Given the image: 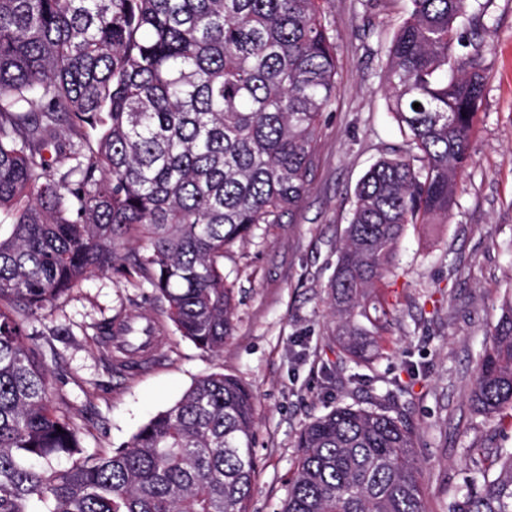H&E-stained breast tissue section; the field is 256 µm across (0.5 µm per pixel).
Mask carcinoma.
<instances>
[{"mask_svg": "<svg viewBox=\"0 0 512 512\" xmlns=\"http://www.w3.org/2000/svg\"><path fill=\"white\" fill-rule=\"evenodd\" d=\"M322 0H0V512H248L255 397L196 379L123 446L86 455L52 405L29 324L96 272L131 268L198 348L235 311L224 251L293 221L318 163L338 59ZM467 0H410L383 47L407 149L357 184L330 290L340 359L369 362L380 288L409 224L448 216L485 98ZM420 103L414 109V103ZM68 128L63 139L58 129ZM144 243L123 256L117 246ZM472 407L512 410V297ZM280 512H425L406 415L341 405L300 431ZM65 457L70 465L60 466ZM453 512H512V450Z\"/></svg>", "mask_w": 512, "mask_h": 512, "instance_id": "obj_1", "label": "carcinoma"}]
</instances>
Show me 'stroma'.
<instances>
[{"label": "stroma", "instance_id": "1", "mask_svg": "<svg viewBox=\"0 0 512 512\" xmlns=\"http://www.w3.org/2000/svg\"><path fill=\"white\" fill-rule=\"evenodd\" d=\"M407 6L324 0L340 74L322 118L318 166L292 223L226 251L236 309L223 354L180 336L151 288L120 272L87 277L33 322L53 405L73 415L86 452L128 441L212 372L236 377L256 398L249 512H279L299 432L339 405L382 402L407 415L426 512H448L464 496L467 477L512 448V418L477 413L469 402L478 359L512 297V0H489L484 26L466 33L484 45L487 91L448 220L408 225L401 238L384 289L381 356L361 366L336 360L327 288L336 245L360 178L405 145L387 108L383 45ZM107 319L159 326L152 367L124 373L110 366L109 349L95 336ZM400 383L409 393L386 398Z\"/></svg>", "mask_w": 512, "mask_h": 512}]
</instances>
